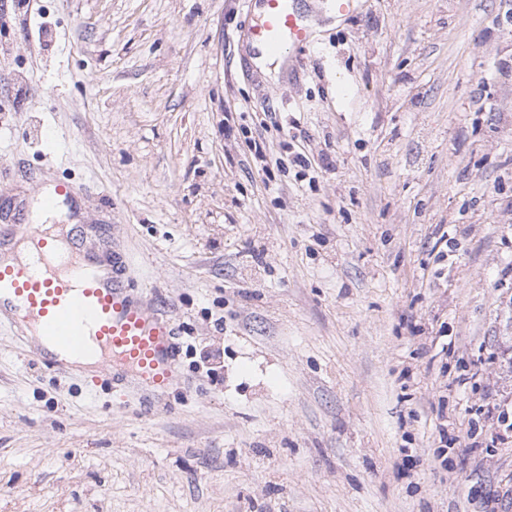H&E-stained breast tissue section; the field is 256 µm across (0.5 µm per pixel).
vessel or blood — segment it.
Returning a JSON list of instances; mask_svg holds the SVG:
<instances>
[{
  "label": "vessel or blood",
  "mask_w": 512,
  "mask_h": 512,
  "mask_svg": "<svg viewBox=\"0 0 512 512\" xmlns=\"http://www.w3.org/2000/svg\"><path fill=\"white\" fill-rule=\"evenodd\" d=\"M262 5V21L251 36L263 51L280 55L310 42L311 28L289 0ZM80 192L76 185L55 183L40 209L0 224V321L11 320L21 340L39 337L43 346L35 356L46 367L91 359L102 376L129 374L146 394H163L178 376L175 328L150 299L130 295L126 256L75 246L58 253L42 222L60 201L75 200ZM21 241L31 244V255L4 264L5 253Z\"/></svg>",
  "instance_id": "obj_1"
}]
</instances>
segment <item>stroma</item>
I'll return each instance as SVG.
<instances>
[{
    "instance_id": "obj_1",
    "label": "stroma",
    "mask_w": 512,
    "mask_h": 512,
    "mask_svg": "<svg viewBox=\"0 0 512 512\" xmlns=\"http://www.w3.org/2000/svg\"><path fill=\"white\" fill-rule=\"evenodd\" d=\"M298 3L274 82L258 0H0L15 201L81 186L179 344L146 404L1 324L0 512H512V0Z\"/></svg>"
}]
</instances>
